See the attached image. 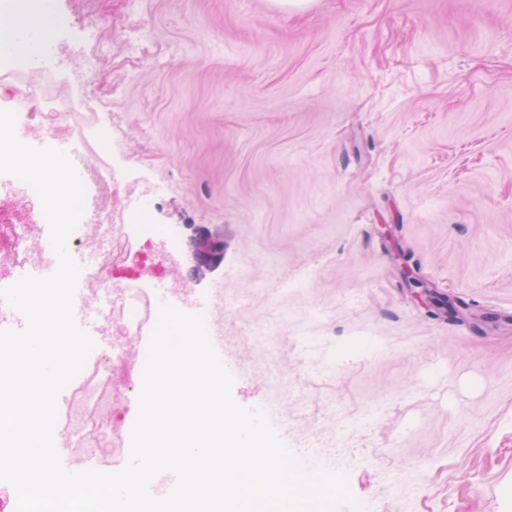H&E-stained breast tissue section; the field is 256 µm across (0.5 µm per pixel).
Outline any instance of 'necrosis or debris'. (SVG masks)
Returning <instances> with one entry per match:
<instances>
[{
    "label": "necrosis or debris",
    "mask_w": 512,
    "mask_h": 512,
    "mask_svg": "<svg viewBox=\"0 0 512 512\" xmlns=\"http://www.w3.org/2000/svg\"><path fill=\"white\" fill-rule=\"evenodd\" d=\"M80 2L84 38L75 51L79 67L52 56L35 67L19 61L0 75V110L21 113L15 127L21 142L63 132L75 149L94 144L111 154L120 151L121 144L107 134L111 117L92 80L99 62L96 0ZM85 177L97 186L99 199L93 216H81L68 240L69 247L84 256L82 292L73 304L98 322L108 345L88 357L67 385L72 399L58 413L54 432L67 444L73 462L94 456L109 472L125 460L126 417L133 409L126 396L142 385L146 355L139 340L152 331L158 317L140 282L147 275H169L173 256L156 250L149 238L115 253L116 238L131 220L120 199L128 173L104 163L86 169ZM48 231L39 208L30 209L25 220L0 224V255L7 257L0 276L15 282L33 268L52 264Z\"/></svg>",
    "instance_id": "necrosis-or-debris-1"
}]
</instances>
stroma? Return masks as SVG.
<instances>
[{
	"mask_svg": "<svg viewBox=\"0 0 512 512\" xmlns=\"http://www.w3.org/2000/svg\"><path fill=\"white\" fill-rule=\"evenodd\" d=\"M99 37L134 223L224 233L170 281L234 401L361 512H512V0H105ZM224 251L222 236L209 228H199L190 238V257L194 261V275L202 278L205 271L219 264Z\"/></svg>",
	"mask_w": 512,
	"mask_h": 512,
	"instance_id": "35a3bbf8",
	"label": "stroma"
}]
</instances>
